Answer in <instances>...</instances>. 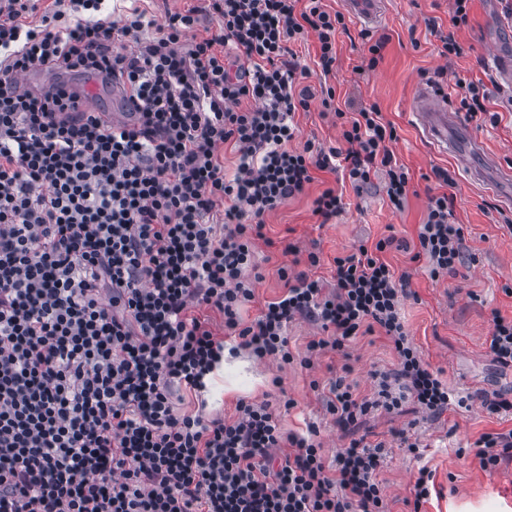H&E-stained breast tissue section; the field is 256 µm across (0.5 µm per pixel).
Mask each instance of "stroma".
I'll return each instance as SVG.
<instances>
[{
    "label": "stroma",
    "mask_w": 512,
    "mask_h": 512,
    "mask_svg": "<svg viewBox=\"0 0 512 512\" xmlns=\"http://www.w3.org/2000/svg\"><path fill=\"white\" fill-rule=\"evenodd\" d=\"M347 29L336 39V85L341 100L362 99L377 103L386 120L395 124L399 140L393 146L398 159L408 167L415 190L404 211H394L381 188L356 194L344 187L345 208L332 223L323 225L313 213V202L323 186L334 185V175L318 174L316 182L286 201L266 219V234L273 240H288L301 252H319L323 264L315 269L326 288L335 281L331 261L354 252L361 242H376L392 236L403 241V249H392L384 259L396 272L407 273L411 296L403 306L406 328L420 347L432 369L442 371L452 389L475 395L484 392L512 394V370L496 366L487 354L491 332V312L512 317V297L503 292L512 286V206L502 204L484 186L457 169L452 156L439 152L426 141L411 120L412 96L418 85L432 83L439 68H447L469 79L492 74L503 81L498 54L512 55V18L504 0H474L469 23L454 28L451 0H388L381 25L373 37L388 36L384 58L376 69H368V46L361 37L363 28L353 17H346ZM453 33L465 48L462 57H440L439 37ZM462 129L484 145L474 154V166L487 180L495 177L499 165L512 167V107L491 100L487 113L474 120H462ZM461 129V130H462ZM453 170L455 184L447 193L454 201L457 223L465 227V247L473 264L439 280L431 279L425 262L412 261L418 246L417 227L426 211V177L433 168ZM255 260L264 275L256 298L242 310L244 319L258 315L266 301L284 290L277 270L297 264L293 255L277 247L258 245ZM350 359L326 352L314 369L293 363L279 366L276 361H256L247 352L226 356L223 366L208 381L207 410L233 419L238 399L277 403L280 394L294 399L295 408L280 411L279 424L286 432H305L307 425L320 429L321 453L332 462L345 439L323 408L322 386L331 378L346 376L360 394L371 388L372 368H392L397 358L381 333L357 337L349 345ZM350 372H343V364ZM280 386H273V379ZM414 410L401 414L377 413L366 417L360 433L373 441H384L389 454L378 479L385 488L390 512H407L406 498L421 467L434 475L435 489L421 512H512V459L494 470H483L475 456L473 442L488 432L512 429V420L488 416L480 405L467 412L448 411L440 419L416 422ZM414 426L423 444L413 456L399 446L396 433Z\"/></svg>",
    "instance_id": "35a3bbf8"
}]
</instances>
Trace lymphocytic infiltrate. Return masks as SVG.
I'll return each instance as SVG.
<instances>
[{"mask_svg":"<svg viewBox=\"0 0 512 512\" xmlns=\"http://www.w3.org/2000/svg\"><path fill=\"white\" fill-rule=\"evenodd\" d=\"M204 16L218 30L200 38ZM345 27L322 0H207L160 19L112 0H0V512H387L385 442L350 439L328 464L316 427L283 433L269 403L240 400L230 421L176 413V394L204 393L227 334L257 360L310 369L381 329L396 368L371 370L366 395L328 384L343 430L410 403L431 420L469 409L406 329L408 277L382 258L393 238L335 257L330 292L316 252L308 272L279 267L282 295L241 317L263 279L266 215L316 173L358 194L383 178L392 209L407 206L411 176L377 103L343 110L326 88L339 145L298 139L303 82L332 74ZM311 35L312 68L293 49ZM29 71L45 81L20 89ZM70 74L118 81L139 102L132 127L75 115ZM433 175L443 190L427 195L414 258L437 280L463 261L465 227L450 171ZM298 319L318 329L299 356Z\"/></svg>","mask_w":512,"mask_h":512,"instance_id":"f902f5d3","label":"lymphocytic infiltrate"}]
</instances>
